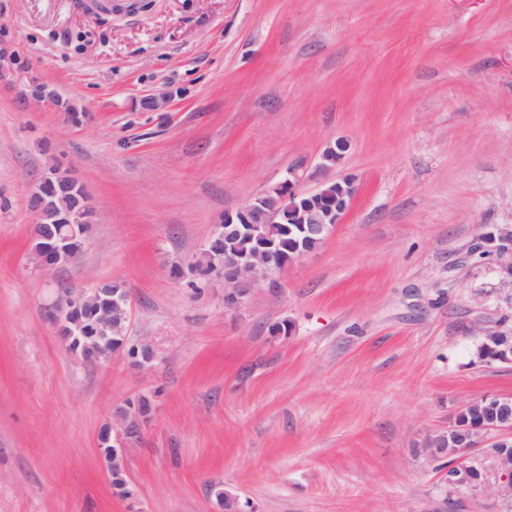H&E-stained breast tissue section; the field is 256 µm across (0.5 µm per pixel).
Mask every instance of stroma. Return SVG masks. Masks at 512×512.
I'll return each instance as SVG.
<instances>
[{"label":"stroma","mask_w":512,"mask_h":512,"mask_svg":"<svg viewBox=\"0 0 512 512\" xmlns=\"http://www.w3.org/2000/svg\"><path fill=\"white\" fill-rule=\"evenodd\" d=\"M0 55V512H127L99 433L141 395V512H215L219 488L252 512H512L424 452L461 405L512 394V366L474 357L479 329L512 332V274L469 251L512 225V0H153L106 21L0 0ZM337 138L357 193L321 247L237 310L173 275ZM53 167L92 229L41 273L28 201ZM113 280L147 368L81 364L47 310Z\"/></svg>","instance_id":"35a3bbf8"}]
</instances>
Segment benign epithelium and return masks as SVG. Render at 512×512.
<instances>
[{
    "label": "benign epithelium",
    "mask_w": 512,
    "mask_h": 512,
    "mask_svg": "<svg viewBox=\"0 0 512 512\" xmlns=\"http://www.w3.org/2000/svg\"><path fill=\"white\" fill-rule=\"evenodd\" d=\"M350 145L344 139L329 142L315 166L298 162L288 168L283 180L267 188L246 204L224 211L207 244L193 257V269L208 273V281L224 284V308L238 309L260 284L281 269L314 252L348 212L356 194L353 178H333ZM43 179H54L59 192L41 195V186L31 193L38 218L48 211L64 215L68 223L50 231L37 222L33 230L31 263L42 272L76 262V242L85 236L89 207L84 187L56 168ZM315 188H304L306 182ZM224 248H219V243ZM498 262L512 271V226L499 229L474 250L484 245ZM128 289L114 282L112 288L98 284L67 291L52 304L57 334L72 346V354L85 364L98 365L115 356L126 357L136 369L152 365L157 355L149 340L130 341ZM479 335L505 341L490 351L486 364L512 365V336L479 330ZM149 417L139 412L117 414L100 433L101 454L106 458L116 495L132 505L138 499L134 485L126 479L123 442L141 436ZM499 436L485 445L492 432ZM482 450L493 461L496 492L512 498V396L491 395L465 404L448 430L429 441L428 454L448 460V481L461 485H485L488 480L473 463L474 452Z\"/></svg>",
    "instance_id": "1"
}]
</instances>
